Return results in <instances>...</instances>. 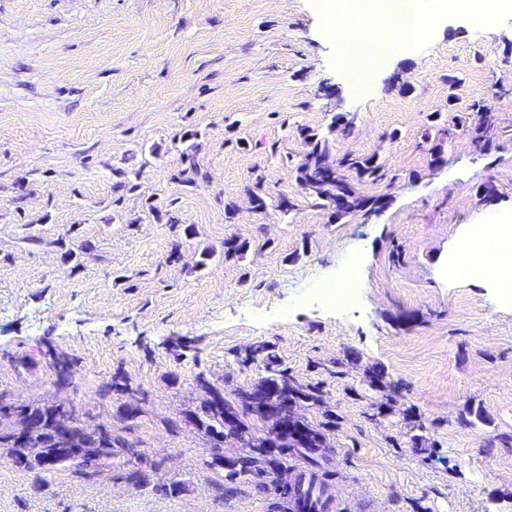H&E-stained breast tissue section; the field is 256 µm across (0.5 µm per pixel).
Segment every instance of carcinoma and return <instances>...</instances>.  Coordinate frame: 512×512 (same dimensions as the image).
<instances>
[{
  "label": "carcinoma",
  "instance_id": "obj_1",
  "mask_svg": "<svg viewBox=\"0 0 512 512\" xmlns=\"http://www.w3.org/2000/svg\"><path fill=\"white\" fill-rule=\"evenodd\" d=\"M299 134L307 140L310 150L295 167L296 181L304 187L317 204L334 208L337 217H342L357 210H370L379 204L380 199L363 197L356 191L354 180L377 182L385 177L382 165L373 157H361L351 154L336 158L335 165L326 162L330 154L329 141L317 133L301 130ZM267 390L263 397L254 395V390H241L237 400L228 402L219 394H214L202 407L200 422L205 433L214 439H225L232 443L241 442L249 432L248 418L267 419L271 414L288 411V404L300 401H317V395L311 390L292 386L288 375L274 373L259 383ZM26 413L32 438V445L41 448L55 447L58 432H69L74 438L85 444L106 442L109 458L102 462H89L76 459L65 465V469L79 476L89 477L103 472L112 465L111 448H124L126 442L112 437V432L100 427L86 428L71 411L60 409L56 405L29 403L22 406ZM305 433L294 438L288 432H270L269 444L280 449V455L298 457L315 473L326 461V437L323 431L300 423ZM248 449L234 457L224 459L222 468L227 470V477L260 478L259 486H265L263 478H270V484L277 495L288 499L293 493L289 481L281 482L278 475L283 468L281 460L270 455L264 442L258 439L247 443Z\"/></svg>",
  "mask_w": 512,
  "mask_h": 512
}]
</instances>
